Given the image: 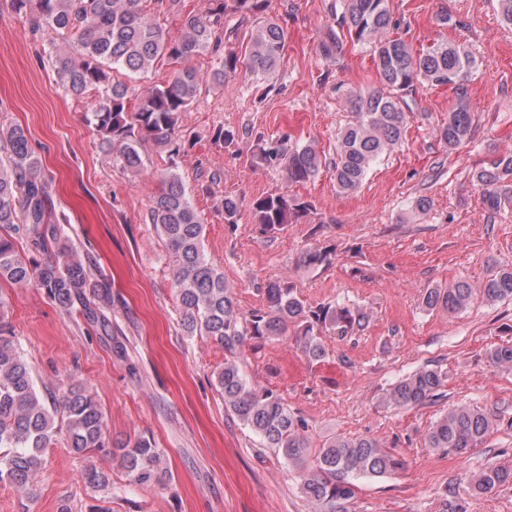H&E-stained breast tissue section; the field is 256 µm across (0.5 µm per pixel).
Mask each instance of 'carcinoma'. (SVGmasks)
<instances>
[{"label": "carcinoma", "instance_id": "cac0c4a2", "mask_svg": "<svg viewBox=\"0 0 512 512\" xmlns=\"http://www.w3.org/2000/svg\"><path fill=\"white\" fill-rule=\"evenodd\" d=\"M145 0H11L17 14L30 17L34 31L51 38L47 53L66 95L79 99L96 94L92 107L94 132L112 150L113 163L135 176L148 172L142 150L153 142L172 157L179 152V118L204 88H219L224 79L241 72L275 75L287 32L269 16L272 0H210L204 14H187L178 35L171 36L143 6ZM238 16L256 26L244 53L224 48V18ZM336 29L319 42L326 59L341 56L347 42L368 44L377 75L376 85L344 93L351 119L339 129L335 158L328 170L338 192L352 194L373 164L397 148L413 115L417 86H453L456 103L435 136L448 150L471 140L474 113L467 101V82L476 70L472 56L441 43L413 53L394 36L398 23L388 0H336L332 10ZM217 55L218 64L203 72L193 61ZM174 65L160 84L133 85L155 72L159 63ZM254 162L282 171L288 186L303 185L322 171L325 160L311 143L292 145L288 136L258 139ZM471 181L480 202L490 212L512 205V154L493 152ZM49 191L38 157L24 128L0 126V283L17 287L34 282L61 311L82 313L93 327L112 335V291L108 278L90 258L64 238L48 207ZM224 223H238L243 201L226 194ZM312 205L288 192L262 195L249 205L263 234L276 237L293 220L311 212ZM172 258L173 283L182 308V327L189 336L212 337L224 346V367L216 373L217 390L225 407L252 431L266 448L303 472L302 493L316 512H346L360 477H381L403 467L381 444L366 437L338 436L311 448L304 421L291 412L274 391L246 378L239 354L247 338L274 339L293 330L297 348L310 362L327 356L321 329L327 325L346 336L362 330L370 313L360 306L311 308L288 278L265 285L262 307L240 312L233 286L206 258L204 219L187 196L182 177L169 166L147 213ZM53 251L50 258L38 256ZM305 268L332 263V252L312 247L299 259ZM489 303L512 300V267L502 268L474 284L463 278L453 286L428 288L425 309L452 316L475 296ZM495 368L512 369V344L488 352ZM448 372L426 364L404 376L384 396L394 409L423 406L441 395ZM494 408L461 404L444 412L425 434L428 448L463 455L483 444L498 426ZM100 404L83 386L71 384L59 392H43L34 370L0 327V483L31 496L44 454L59 435L81 461V478L93 493H109V475L98 453L115 448L129 482L141 488L159 482L161 457L152 442L138 436L111 442L103 432ZM470 489L491 494L512 485V465H488L467 477Z\"/></svg>", "mask_w": 512, "mask_h": 512}]
</instances>
